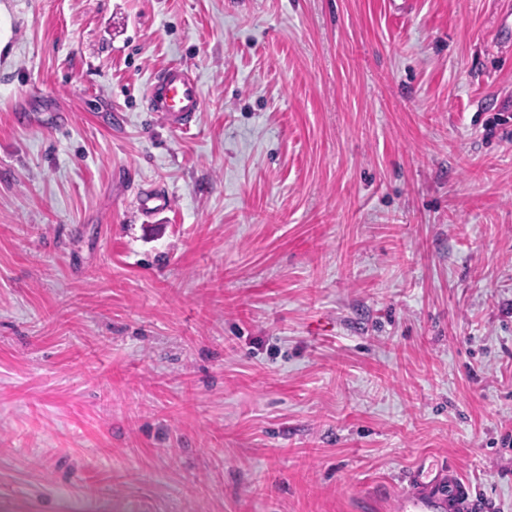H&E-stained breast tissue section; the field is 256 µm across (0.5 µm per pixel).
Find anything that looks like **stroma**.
Here are the masks:
<instances>
[{"mask_svg":"<svg viewBox=\"0 0 512 512\" xmlns=\"http://www.w3.org/2000/svg\"><path fill=\"white\" fill-rule=\"evenodd\" d=\"M445 468L512 512V0H0V512ZM149 110L162 113L174 127L189 113L201 112L198 80L180 65H169L154 73L148 88Z\"/></svg>","mask_w":512,"mask_h":512,"instance_id":"1","label":"stroma"}]
</instances>
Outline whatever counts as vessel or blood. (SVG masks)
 I'll return each instance as SVG.
<instances>
[{"mask_svg":"<svg viewBox=\"0 0 512 512\" xmlns=\"http://www.w3.org/2000/svg\"><path fill=\"white\" fill-rule=\"evenodd\" d=\"M150 111L162 113L173 126L188 114L201 111L198 80L187 69L170 65L154 73L147 94ZM472 489L453 474L442 473L430 480L413 476L412 487L398 500L399 512H465Z\"/></svg>","mask_w":512,"mask_h":512,"instance_id":"obj_1","label":"vessel or blood"}]
</instances>
